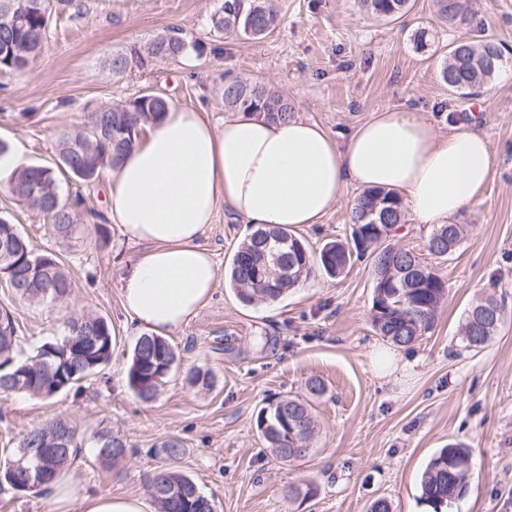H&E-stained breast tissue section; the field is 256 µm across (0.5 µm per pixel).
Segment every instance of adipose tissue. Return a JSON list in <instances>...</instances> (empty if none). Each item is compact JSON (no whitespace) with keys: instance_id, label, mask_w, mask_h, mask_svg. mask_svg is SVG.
Segmentation results:
<instances>
[{"instance_id":"1","label":"adipose tissue","mask_w":512,"mask_h":512,"mask_svg":"<svg viewBox=\"0 0 512 512\" xmlns=\"http://www.w3.org/2000/svg\"><path fill=\"white\" fill-rule=\"evenodd\" d=\"M492 176L488 138L475 124L441 133L418 112L387 108L337 143L304 120L246 115L215 124L199 109L170 107L112 174L109 219L144 251L121 278L127 318L164 336L209 302L216 261L201 238L219 209L247 224H315L343 189L396 192L414 223L450 224L480 202ZM55 512H150L133 496L89 497L63 475L51 486Z\"/></svg>"}]
</instances>
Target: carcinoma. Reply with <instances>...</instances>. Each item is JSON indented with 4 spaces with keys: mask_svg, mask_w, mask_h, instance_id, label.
<instances>
[{
    "mask_svg": "<svg viewBox=\"0 0 512 512\" xmlns=\"http://www.w3.org/2000/svg\"><path fill=\"white\" fill-rule=\"evenodd\" d=\"M361 7L377 17L397 20L411 9L410 0H359ZM439 17L451 27L468 23L467 0H436ZM52 0H0V16L20 15L22 22L0 20V71L25 69L42 51L52 22ZM278 12L273 0H222L210 17L211 27L219 32H235L260 38L275 27ZM150 57L139 54L133 45L128 52L112 57L115 75L132 67L147 69L157 61L185 58L202 53L195 40L182 36L172 43L169 34L151 41ZM502 47L489 40L475 45L460 37L448 44V57L442 77L448 90L471 96L490 82L503 65ZM219 94L228 108L265 119L293 117L292 107L279 92L261 82L239 79L224 81ZM170 106L161 94L148 93L125 105L106 106L88 115L82 128L63 131L57 139V169L25 166L14 173L11 190L29 209L44 215L57 238L67 239L80 217L82 199L62 195L57 172L65 171L86 183L96 181L106 168L121 164L138 144L143 125L155 121ZM405 223L402 199L385 190H366L359 194L349 216L350 236L345 241H330L313 257L307 244L294 233L254 226L234 253L225 270L226 285L244 305H252L256 295L263 302H276L289 290L306 282L320 268L329 277L341 276L352 263L369 252L373 258L372 326L387 343L407 347L432 328L447 293L446 281L439 270L424 258L397 252L391 243L398 225ZM465 237L462 224H441L431 229L428 253L446 259L460 247ZM281 253L290 272L270 266L261 276L255 265L262 253ZM0 279L23 302L62 301L70 294L72 283L57 254H37L19 233L15 224L0 216ZM504 306L488 297L464 314L461 349L484 348L497 334L503 322ZM17 327L12 314L0 311V392L25 393L48 398L63 390L80 388V382L97 373L112 359V323L92 313L71 316L67 333L60 340L46 341L36 353L25 359L17 355ZM178 359L174 347L165 338L144 333L134 345L126 369L129 388L145 402L153 401L161 381ZM70 426L69 452L77 447V428L65 418L31 427L17 449L0 462V486L25 495L49 488L68 466L63 458L46 456L50 478L42 484H29V476L13 463L20 453L36 447L38 435L61 424ZM259 435L274 456L286 463L305 458L310 451L317 424L311 401L300 396L279 397L263 406L256 417ZM98 458L114 465L127 455V445L103 428L93 435ZM471 452L460 443L437 450L421 476V499L434 512L448 507L470 489ZM149 490L157 512H213V504L187 475L174 468L156 472L149 479Z\"/></svg>",
    "mask_w": 512,
    "mask_h": 512,
    "instance_id": "cac0c4a2",
    "label": "carcinoma"
}]
</instances>
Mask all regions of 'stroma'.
Returning <instances> with one entry per match:
<instances>
[{
	"label": "stroma",
	"instance_id": "obj_1",
	"mask_svg": "<svg viewBox=\"0 0 512 512\" xmlns=\"http://www.w3.org/2000/svg\"><path fill=\"white\" fill-rule=\"evenodd\" d=\"M219 0H71L55 16L39 58L25 71L0 72V140L28 164L56 166L62 129L83 124L97 108L154 92L173 105L200 108L215 123L228 115L224 80H257L287 96L295 117L315 122L337 142L386 107L428 114L440 127L477 120L492 149L493 175L482 201L459 218L467 235L438 265L448 295L428 332L411 346L383 341L372 326L371 259L346 275L316 274L274 303L241 304L224 283L169 343L179 358L151 403L129 389L127 364L142 327L121 307L123 266L142 250L118 225L96 224L106 213L111 171L85 184L64 176L62 193H80L77 231L57 240L47 219L0 191L8 216L35 252H55L72 280L64 301L25 303L0 282V310L18 324L19 349L32 354L62 336L68 316L92 312L116 328L111 361L79 391L49 399L0 393V455L34 425L65 416L84 445L68 467L92 495L149 498L147 478L169 463L162 442L177 439L176 467L214 503L215 512H370L386 499L391 512H432L420 498L429 458L452 442L471 450L473 480L449 512H512V0H469V26L440 21L434 0H411L388 21L358 0H276L279 25L261 38L214 31ZM173 27L203 46L202 55L132 69L110 68L113 55L143 46ZM426 31L424 45L415 34ZM460 37L494 39L504 63L485 87L488 100L451 93L442 79L448 45ZM347 186L331 210L296 235L312 254L345 239L359 195ZM249 232L217 213L203 238L225 268ZM504 306L494 339L481 351L460 350L466 309L486 297ZM208 383H190L194 372ZM312 398L317 432L302 461L276 459L255 425L260 407L280 396ZM309 396V395H308ZM111 427L128 448L115 467L98 462L90 441ZM313 483V497L289 498L291 486Z\"/></svg>",
	"mask_w": 512,
	"mask_h": 512
}]
</instances>
